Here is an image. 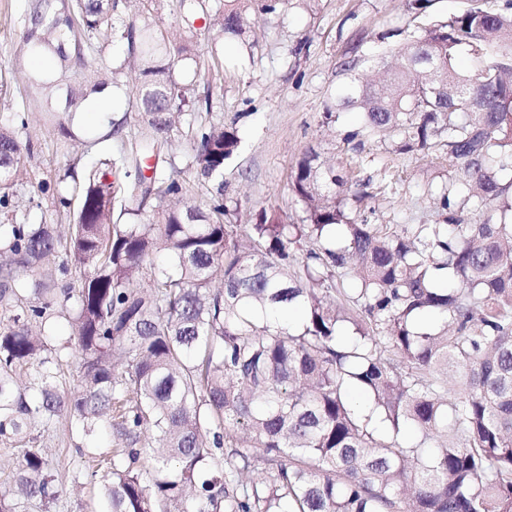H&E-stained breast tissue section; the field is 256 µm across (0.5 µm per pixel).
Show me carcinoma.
<instances>
[{"instance_id": "carcinoma-1", "label": "carcinoma", "mask_w": 512, "mask_h": 512, "mask_svg": "<svg viewBox=\"0 0 512 512\" xmlns=\"http://www.w3.org/2000/svg\"><path fill=\"white\" fill-rule=\"evenodd\" d=\"M154 2L130 17L120 0H40L24 14L28 55L52 67L25 73L39 97L22 100L16 124L38 104L76 138V114L127 66L141 76L144 132L82 175L65 172L67 237L24 217L0 224V442L64 409L86 436L113 424L125 442L102 459L110 512H512V183L499 179L512 170V13L471 0L416 27L324 113L328 125L344 109L361 114L344 136L354 152L374 137H399L402 153L444 147L443 223L349 218L368 183L354 191L307 153L289 183L304 223L264 208L242 228L224 202L237 129L197 111L180 75L184 31L159 25ZM279 4L224 0L213 24L240 37L253 12ZM116 36L126 62L90 69L84 44ZM223 56L215 45L195 67L218 72ZM178 128L203 208L182 199L170 159ZM30 152L0 126V208L14 207ZM61 249L70 263L59 271L79 288L55 293L44 264ZM159 252L168 261L154 265ZM70 300L74 391L43 341ZM293 309L303 313L294 330L278 319ZM427 317L440 325H416ZM147 429L158 447H137ZM13 481L0 512H17V496L57 497L41 448L22 450Z\"/></svg>"}]
</instances>
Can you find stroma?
Here are the masks:
<instances>
[{"label":"stroma","instance_id":"obj_1","mask_svg":"<svg viewBox=\"0 0 512 512\" xmlns=\"http://www.w3.org/2000/svg\"><path fill=\"white\" fill-rule=\"evenodd\" d=\"M31 2L0 0V126L10 124L30 92L23 73L42 66L27 55L20 37V17ZM467 5L468 0H436L430 16L416 18L409 0H287L274 12L254 14L240 38L224 36L209 14L199 15L190 52L201 56L211 41L223 42L224 72L200 77L197 93L208 99L213 116L235 122L241 140L237 156L224 169V195L239 202L233 223H254L263 208L275 210L285 223H302L305 214L288 181L311 149L337 171L385 186V193L352 209V217L371 224L441 220L438 190L448 179L443 151L402 153L393 142L371 140L354 154L342 138L357 126L358 115L340 113L329 127L323 114L334 88L350 75H363L370 55L394 49L415 24L459 13ZM108 116L122 124L112 138L113 149L128 147L142 131L135 101L120 93L110 114L82 112L80 140L59 141L36 108L26 127L18 128L32 151L24 158L28 175L17 187L15 202L27 208L31 223L46 222L67 233L70 212L59 203L56 177L90 160L82 139ZM30 435L48 456L58 499L50 504L25 499L18 512H107L82 453L94 446L111 451L118 442L116 431L84 436L63 411L51 425L34 424Z\"/></svg>","mask_w":512,"mask_h":512}]
</instances>
